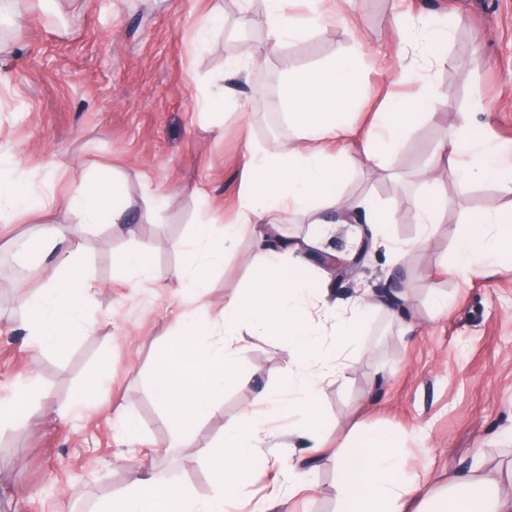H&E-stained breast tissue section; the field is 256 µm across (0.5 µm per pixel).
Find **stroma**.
Masks as SVG:
<instances>
[{
  "instance_id": "obj_1",
  "label": "stroma",
  "mask_w": 512,
  "mask_h": 512,
  "mask_svg": "<svg viewBox=\"0 0 512 512\" xmlns=\"http://www.w3.org/2000/svg\"><path fill=\"white\" fill-rule=\"evenodd\" d=\"M267 8V0H25L0 13V162L27 188L58 199L105 173L122 185L133 214L152 212L133 237L105 224L80 231L79 262L98 286L79 319L91 333L35 359L25 321L41 281L17 262L13 245L37 224L73 217L61 206L43 217L0 210V405L33 390L25 428L0 429L9 443L0 454V512H95L135 468L211 498L220 486L202 451L219 446L232 418L259 423L266 439L227 512H340L334 453L364 447L371 434L390 440L401 484L426 476L444 486L479 458L485 475L512 481V259L466 274L456 264L459 226L512 196L443 171L424 174L445 132L469 112L488 142L512 148V0H351L345 19L324 20L282 46L300 70L360 54L364 84L378 98L353 116L351 148L379 98L430 86L428 113L384 168L348 173L340 190L347 201L384 209L428 192L445 201L447 215L422 250L409 247L420 226L407 214L371 234L354 281L318 269L319 287L334 298L365 288L377 303L359 325L365 350L349 352V369L319 390L312 425L320 450L291 432L305 418L271 416L256 403L262 390L288 396L287 342L268 335L249 337L243 383L225 386L183 447H167L172 429L151 375L180 314L219 319L225 298L247 287L260 225H249L209 272L203 299L173 273L199 221L236 219L256 176L253 149L277 153L294 135L276 57L252 64L267 42ZM402 18L452 22L445 58L403 74L421 46L403 34ZM212 90L224 93L216 112L201 102ZM360 234L347 224L326 237L307 224L281 226L309 257L347 255ZM131 250L146 253L155 280L118 279L117 259Z\"/></svg>"
}]
</instances>
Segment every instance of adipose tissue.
<instances>
[{"mask_svg": "<svg viewBox=\"0 0 512 512\" xmlns=\"http://www.w3.org/2000/svg\"><path fill=\"white\" fill-rule=\"evenodd\" d=\"M308 5L311 15L308 22L301 23L289 14V0H269L263 23L274 45L299 37L308 23L321 16L343 14L345 0H308ZM281 66L283 107L295 137L272 156L253 150L259 177L243 191L235 222L196 225L185 262L176 272L177 278L188 280L191 287H204L203 269L223 264L242 226L270 213L304 216L320 235L328 226L322 216L326 210L335 211L341 224L382 227L398 220L397 211L379 209L367 200L349 206L336 187L342 172L383 163L394 139L412 127L416 110L427 104L428 91H421L411 101L387 98L378 119L365 129L361 147L339 156L328 146L346 133L347 118L356 112L366 93L357 57L334 58L303 72L286 60ZM431 168L447 169L449 176L459 181L491 182L512 193V162L499 148L488 146L477 125L466 119L449 132ZM116 194L114 183L99 177L74 184L62 200L41 198L19 192L12 169L0 167V205L38 215L59 203L74 216L70 225H42L38 235L17 252L18 257L29 258V270L47 276L45 292L31 308L26 323L36 339L34 355L61 346L72 335L81 305L95 288L75 260L81 248L77 239L80 227L123 223L128 234L136 233V226L126 223L130 202L117 201ZM456 250L457 262L464 270L491 253L511 256L512 205L474 215L461 226ZM312 293L306 258L286 260L260 241L252 251L249 288L225 300L221 318L182 319L151 381L166 421L177 427L169 447H180L190 437L193 425L210 415L225 385L242 382L239 363L248 334L287 337L291 358L287 399L262 392L258 404L276 415L301 411L315 418L320 381L339 375L342 365L320 356L309 319ZM261 442L259 427H243L236 419L227 421L222 447L210 454L223 495L200 500L178 485L137 474L124 491L104 500L98 512H224L225 496L233 495ZM396 465L388 440L380 434L371 435L363 449H337L336 498L344 512H512V494L502 491L495 480L469 474L453 479L443 492L422 497L394 480Z\"/></svg>", "mask_w": 512, "mask_h": 512, "instance_id": "adipose-tissue-1", "label": "adipose tissue"}]
</instances>
